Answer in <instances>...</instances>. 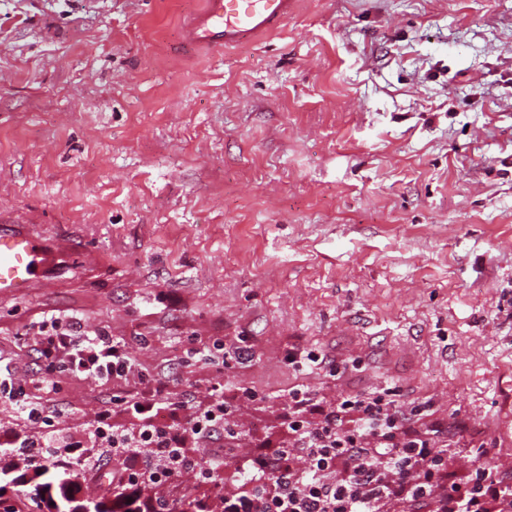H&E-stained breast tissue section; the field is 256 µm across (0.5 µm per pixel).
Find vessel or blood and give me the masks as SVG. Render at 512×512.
<instances>
[{"mask_svg":"<svg viewBox=\"0 0 512 512\" xmlns=\"http://www.w3.org/2000/svg\"><path fill=\"white\" fill-rule=\"evenodd\" d=\"M298 0H202L179 34L183 52L205 47L224 50L248 45L278 32ZM46 269V252L32 231L0 227V298L28 296Z\"/></svg>","mask_w":512,"mask_h":512,"instance_id":"vessel-or-blood-1","label":"vessel or blood"}]
</instances>
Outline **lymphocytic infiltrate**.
Listing matches in <instances>:
<instances>
[{
    "label": "lymphocytic infiltrate",
    "mask_w": 512,
    "mask_h": 512,
    "mask_svg": "<svg viewBox=\"0 0 512 512\" xmlns=\"http://www.w3.org/2000/svg\"><path fill=\"white\" fill-rule=\"evenodd\" d=\"M33 342L38 381L48 393L57 389L56 371L112 384L138 375L122 339L79 334L53 317L44 320ZM164 392L159 382L153 394L128 396L125 409L137 419L136 429L116 430L104 410L83 446H72L52 431L41 446L47 455L67 458L70 466L84 470L94 465L99 448L140 458L138 470L115 474L120 483L190 473L193 463L181 456L185 441L194 439L205 448L223 439L224 400L213 395L181 428L161 420L163 411L178 408ZM288 398L287 447L272 459L240 453L250 490L225 497L224 512H380L392 501L407 502L412 512H422L430 502L435 512H512V485L495 478L490 461L475 458V476L466 484L443 473L436 439L412 428L391 389L351 396L334 406L324 405L305 386L293 387Z\"/></svg>",
    "instance_id": "1"
}]
</instances>
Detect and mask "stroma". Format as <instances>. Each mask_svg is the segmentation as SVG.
<instances>
[{
  "label": "stroma",
  "mask_w": 512,
  "mask_h": 512,
  "mask_svg": "<svg viewBox=\"0 0 512 512\" xmlns=\"http://www.w3.org/2000/svg\"><path fill=\"white\" fill-rule=\"evenodd\" d=\"M199 0H0V225L48 251L0 299L30 382L46 315L124 338L121 386L58 375L83 439L113 396L224 385L241 449L288 440V391L386 387L444 468L512 481V0H300L276 36L178 56ZM318 348L336 373L296 368ZM252 391L240 398L239 389ZM43 424L0 405L6 462Z\"/></svg>",
  "instance_id": "stroma-1"
}]
</instances>
